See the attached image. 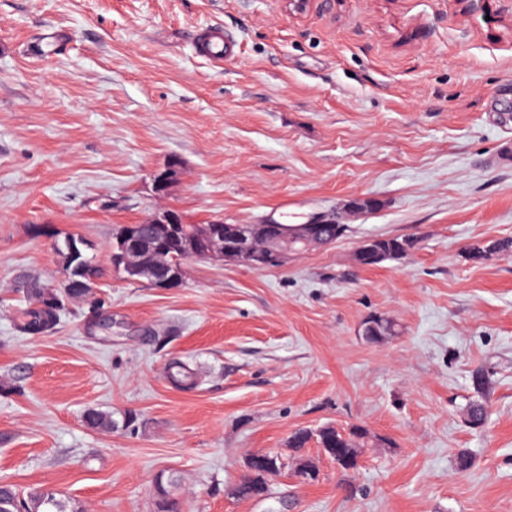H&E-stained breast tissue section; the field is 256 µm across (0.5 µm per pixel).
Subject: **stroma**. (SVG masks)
<instances>
[{"instance_id": "1", "label": "stroma", "mask_w": 512, "mask_h": 512, "mask_svg": "<svg viewBox=\"0 0 512 512\" xmlns=\"http://www.w3.org/2000/svg\"><path fill=\"white\" fill-rule=\"evenodd\" d=\"M212 25L239 42L220 67L193 46ZM48 28L68 35L50 55ZM166 209L350 230L282 267L129 281L114 233ZM66 235L93 244L96 287L56 333L18 335L13 286H60ZM375 236L417 245L358 266ZM510 238L512 0H0V382L20 387L0 392V482L86 512H153L164 470L183 512H512V257L468 254ZM374 316L395 335L367 341ZM175 359L198 388L170 383ZM91 407L119 428L84 426ZM324 426L366 430L356 468L289 448ZM258 453L319 477L231 498Z\"/></svg>"}]
</instances>
